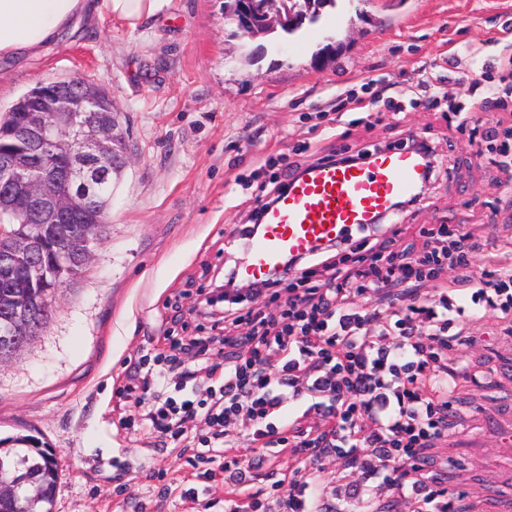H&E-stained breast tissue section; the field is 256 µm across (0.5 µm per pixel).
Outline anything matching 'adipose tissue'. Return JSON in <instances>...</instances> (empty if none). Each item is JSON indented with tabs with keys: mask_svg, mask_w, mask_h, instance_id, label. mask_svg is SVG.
Here are the masks:
<instances>
[{
	"mask_svg": "<svg viewBox=\"0 0 512 512\" xmlns=\"http://www.w3.org/2000/svg\"><path fill=\"white\" fill-rule=\"evenodd\" d=\"M171 0H0V60L34 59L80 20L101 13L135 28L166 10Z\"/></svg>",
	"mask_w": 512,
	"mask_h": 512,
	"instance_id": "1",
	"label": "adipose tissue"
}]
</instances>
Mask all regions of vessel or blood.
<instances>
[{"mask_svg": "<svg viewBox=\"0 0 512 512\" xmlns=\"http://www.w3.org/2000/svg\"><path fill=\"white\" fill-rule=\"evenodd\" d=\"M422 185L421 159L409 147L376 152L365 165H321L290 180L279 199L263 209L259 232H229L228 244L244 256L235 273L263 280L284 257L309 254L370 228L377 215Z\"/></svg>", "mask_w": 512, "mask_h": 512, "instance_id": "1", "label": "vessel or blood"}]
</instances>
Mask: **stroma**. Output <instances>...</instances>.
Instances as JSON below:
<instances>
[{
	"label": "stroma",
	"instance_id": "35a3bbf8",
	"mask_svg": "<svg viewBox=\"0 0 512 512\" xmlns=\"http://www.w3.org/2000/svg\"><path fill=\"white\" fill-rule=\"evenodd\" d=\"M224 0H171L132 29L102 15L43 56L0 62V110L38 83L79 77L103 87L121 112L131 160L115 180L96 256L53 298L48 327L0 364V436L38 432L56 452L53 512H197L166 494L187 456L121 424L126 367L166 353L175 316H188L199 284L223 278L225 231L243 224L239 185L269 157L300 149L313 162L334 145L315 125L336 92L366 96L367 80L417 84L425 72L466 100L483 63L512 44V0H352L279 49L244 58ZM456 68H449V58ZM399 125L347 127L345 144H386L409 130L451 141L454 182L427 186L409 222L469 224L475 238L507 236L490 204L507 194L468 135L449 136L440 112L405 106ZM494 310L460 349L477 381L461 382L458 426L437 457L458 512H512V335Z\"/></svg>",
	"mask_w": 512,
	"mask_h": 512
}]
</instances>
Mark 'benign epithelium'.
Returning a JSON list of instances; mask_svg holds the SVG:
<instances>
[{"mask_svg":"<svg viewBox=\"0 0 512 512\" xmlns=\"http://www.w3.org/2000/svg\"><path fill=\"white\" fill-rule=\"evenodd\" d=\"M282 0H228L225 13L237 31L253 41L284 21ZM118 110L94 90L56 88L37 99L8 136L15 148L0 153V215H21L23 224L0 223V363L23 348L49 323L53 306L38 301L91 265L103 225L74 227L77 215L104 189L105 163L121 160ZM22 281L20 299L9 291ZM25 479L0 481V499L20 500Z\"/></svg>","mask_w":512,"mask_h":512,"instance_id":"obj_1","label":"benign epithelium"}]
</instances>
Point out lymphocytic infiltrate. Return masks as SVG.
Segmentation results:
<instances>
[{
    "label": "lymphocytic infiltrate",
    "mask_w": 512,
    "mask_h": 512,
    "mask_svg": "<svg viewBox=\"0 0 512 512\" xmlns=\"http://www.w3.org/2000/svg\"><path fill=\"white\" fill-rule=\"evenodd\" d=\"M472 88L470 103L449 102L448 127L468 133L512 182L511 47ZM479 110L487 121L476 120ZM404 230L375 225L244 293L198 288L201 305L177 327L170 355L136 364L121 389L142 408L141 429L189 452L194 478L175 480L180 498L194 500L195 482L220 474L224 512H266L272 496L282 512H354L377 498L408 503L410 512H454L430 455L448 442L461 379L448 355L486 346L469 325L489 309L512 334V256L492 261L480 285L468 275L472 253L512 241L431 224L420 228L417 246ZM450 268L455 281L440 283ZM428 282L436 288L427 297ZM216 342L223 377L206 386L181 357L206 361ZM201 422L207 432L198 431ZM274 448L296 456L297 466L264 470ZM259 476L264 486H256Z\"/></svg>",
    "instance_id": "obj_1"
}]
</instances>
